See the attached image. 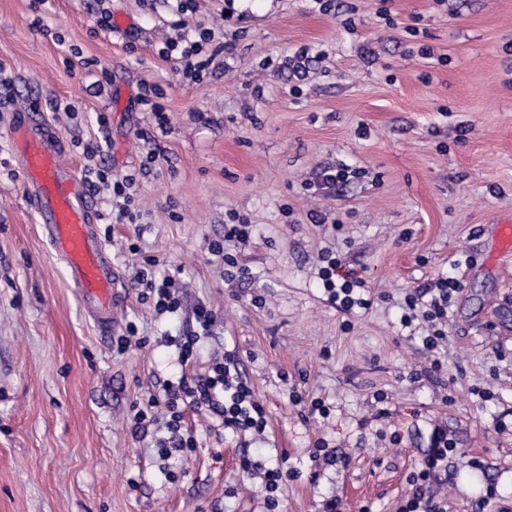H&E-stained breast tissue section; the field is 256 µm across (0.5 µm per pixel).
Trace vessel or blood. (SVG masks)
<instances>
[{
	"instance_id": "vessel-or-blood-1",
	"label": "vessel or blood",
	"mask_w": 512,
	"mask_h": 512,
	"mask_svg": "<svg viewBox=\"0 0 512 512\" xmlns=\"http://www.w3.org/2000/svg\"><path fill=\"white\" fill-rule=\"evenodd\" d=\"M20 145L26 189L48 244L63 263L79 303L99 325L109 326L121 301L120 276L108 245L93 222V201L37 113L13 130Z\"/></svg>"
}]
</instances>
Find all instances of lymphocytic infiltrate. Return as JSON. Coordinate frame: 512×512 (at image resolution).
Returning a JSON list of instances; mask_svg holds the SVG:
<instances>
[{"label":"lymphocytic infiltrate","instance_id":"lymphocytic-infiltrate-1","mask_svg":"<svg viewBox=\"0 0 512 512\" xmlns=\"http://www.w3.org/2000/svg\"><path fill=\"white\" fill-rule=\"evenodd\" d=\"M197 0H174L171 31L157 44L160 58L173 62L176 73L183 79L198 82L206 77L217 56L225 50L223 43L217 42L212 29L201 26L192 28L186 22L187 14L197 12ZM163 89L155 84H142L137 96L138 104L154 116L151 129L137 133L139 140L147 144L145 164L157 162L158 155L153 146L159 136L168 132V118L161 103ZM83 153L88 160L85 180L91 195L110 194L112 206L99 215L105 224H131L136 219L135 204L137 194L133 176L113 177L112 171L103 161L102 142L87 145ZM155 257L146 256L137 266L132 284L141 301L152 302L156 314H175L181 302L178 290L179 280L170 275L157 276ZM318 277L332 301L337 302L340 311L353 308H368L370 299L354 294L355 287L362 280L355 271L344 269L336 260H328L318 271ZM460 284L453 278H439L430 293L415 292L405 297L408 309L424 305L423 316L434 327L432 336L426 337L423 347L434 351L438 339L443 338L442 323L448 316V302ZM208 411L216 420V429L224 430L238 438L252 437L265 441L267 420L265 410L256 401L242 361L236 351H225L221 358L211 360L204 373L180 374L166 381L162 398H149L145 407L134 414V428L147 432L156 425L158 416H165L166 437L156 442L158 455L162 460L181 458L194 452L197 438L193 429L185 425L186 411ZM457 448L448 436V428L438 424L429 433V445L421 460L407 478L408 492L397 504L396 512H448V496L444 489L448 485V460L456 456ZM240 467L248 476L260 477L265 512H275L279 505V495L284 492L291 475L282 462L266 466L250 454H243Z\"/></svg>","mask_w":512,"mask_h":512}]
</instances>
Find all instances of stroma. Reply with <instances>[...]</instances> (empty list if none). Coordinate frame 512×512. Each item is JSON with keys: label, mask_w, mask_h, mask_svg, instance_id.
I'll return each instance as SVG.
<instances>
[{"label": "stroma", "mask_w": 512, "mask_h": 512, "mask_svg": "<svg viewBox=\"0 0 512 512\" xmlns=\"http://www.w3.org/2000/svg\"><path fill=\"white\" fill-rule=\"evenodd\" d=\"M345 2L200 0L188 25L233 49L193 83L154 51L167 0H106L124 30L98 27L96 0H0L12 80L0 95V512H261L241 494V447L207 413L185 414L198 446L173 482L132 431L136 407L181 372L161 336L192 329L200 305L216 321L199 363L236 348L271 455L300 474L282 512H323L331 497L344 512H395L435 420L489 465L454 468L448 512H480L489 481L512 501V253L496 237L512 218V0ZM304 48L318 59L299 80L287 61ZM87 59L111 75L101 92ZM145 82L164 89L169 119L148 168ZM34 109L76 173L105 137L113 172L136 179L140 216L108 241L125 282L111 326L85 315L29 204L12 131ZM342 168L345 181L323 184ZM234 213L253 226L235 252L246 279L208 251ZM133 244L184 282L177 314L155 317L129 286ZM324 251L365 280L369 308L328 301ZM444 275L461 289L434 372L426 326H402L400 304ZM130 324L147 344L117 353ZM297 394L324 400L328 418L302 422ZM381 405L392 424L374 420ZM320 439L348 466L316 473Z\"/></svg>", "instance_id": "stroma-1"}]
</instances>
